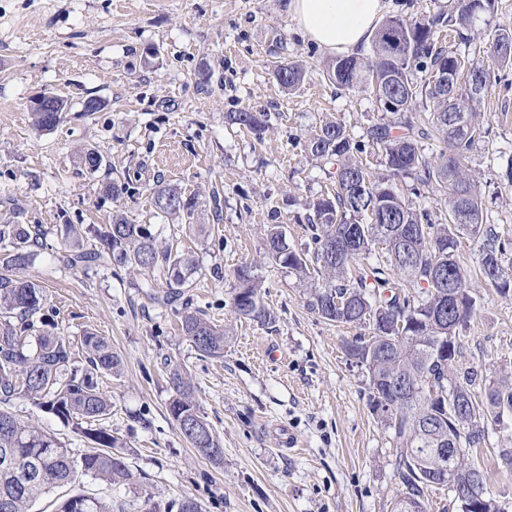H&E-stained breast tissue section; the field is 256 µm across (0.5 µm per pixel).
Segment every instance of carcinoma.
<instances>
[{"instance_id":"obj_1","label":"carcinoma","mask_w":512,"mask_h":512,"mask_svg":"<svg viewBox=\"0 0 512 512\" xmlns=\"http://www.w3.org/2000/svg\"><path fill=\"white\" fill-rule=\"evenodd\" d=\"M496 0H448V11L415 20L387 19L375 34L370 58L344 56L325 63L324 72L338 86L362 90L378 103L395 101L382 111L399 121L373 125L369 140L355 141L337 119L320 124L306 141L312 159L336 165L333 193L303 203L306 220L317 245L313 257L294 249L282 253L277 241L286 231L272 224L264 241L263 259L310 286L308 307L321 318L339 324L367 326L348 354L359 358L368 372L370 411L391 431L394 473L404 492L392 512H426L424 490L448 485L436 478L434 449L450 438L464 448L458 468L486 480L469 452L479 448L486 431L512 411V376L487 379L474 370L455 371L462 355L456 340L449 356L436 352L437 339L460 336L472 316L475 298L469 271L457 261L463 239L480 242L478 267L484 280L499 293H512V239L501 237L484 223L481 189L468 172L473 148L490 133L477 107L493 86L491 75L469 56L438 44L437 30L448 27L467 44L462 30L481 15L495 12ZM492 49L497 61L512 66V28L495 30ZM448 69L456 79L442 94L430 80L417 79L434 67ZM275 77L292 90L305 77L297 61L278 62ZM227 122L248 128L256 136L267 129L262 112H229ZM440 145L435 158L425 147ZM380 151L383 169L369 172L360 154L366 146ZM411 177L423 188L444 196L445 211L433 213L403 197L396 180ZM157 210L192 220L200 202L195 193L155 185ZM98 245L74 248L62 260L90 266L108 257L117 265L144 274L159 262L169 291L165 304L193 285L201 268L195 256L171 243L159 247L149 227L138 224L121 208L112 223L95 231ZM40 233L24 224H0V512H30L32 504L56 488L70 486L85 476L109 485H128L132 474L125 462V445L102 422L112 413V402L99 379L120 375L124 363L112 341L86 330L74 342L46 329H35L34 316L44 307L40 284L16 275L37 256ZM381 251L375 265L360 264ZM238 288L232 298L240 318L270 327L276 315L263 301L262 280L253 267L235 270ZM181 331L201 354H224V330L198 309L186 308ZM85 364L76 365L78 355ZM173 394L169 412L180 432L199 455L220 465L224 451L210 424L201 416L195 388L180 367L170 372ZM26 399L48 414L87 434L99 450L74 455L50 433L13 416L5 406ZM480 508L461 512H501L500 501L482 488ZM52 512H114L112 502L68 492L55 501ZM201 512L185 499L163 511L154 496H143L140 512Z\"/></svg>"}]
</instances>
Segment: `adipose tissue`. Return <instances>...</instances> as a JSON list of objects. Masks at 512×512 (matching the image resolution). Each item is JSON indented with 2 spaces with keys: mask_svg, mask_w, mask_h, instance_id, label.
I'll return each mask as SVG.
<instances>
[{
  "mask_svg": "<svg viewBox=\"0 0 512 512\" xmlns=\"http://www.w3.org/2000/svg\"><path fill=\"white\" fill-rule=\"evenodd\" d=\"M384 0H288L287 11L306 37L331 53H351L370 37Z\"/></svg>",
  "mask_w": 512,
  "mask_h": 512,
  "instance_id": "adipose-tissue-1",
  "label": "adipose tissue"
}]
</instances>
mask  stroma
Returning <instances> with one entry per match:
<instances>
[{
  "mask_svg": "<svg viewBox=\"0 0 512 512\" xmlns=\"http://www.w3.org/2000/svg\"><path fill=\"white\" fill-rule=\"evenodd\" d=\"M495 24L512 27V0H498ZM492 25L479 19L468 31L475 63L500 77L480 106L490 134L468 167L485 196V222L512 238V186L498 179L501 157L512 155V69L488 49ZM329 58L288 15L286 0H0V224L42 232L25 271L44 289L42 318L73 340L89 328L107 336L124 361L102 386L112 398L105 425L127 444L132 483L83 478L86 494L126 512H138L147 493L163 504L195 500L203 512H391L400 497L392 435L370 412L364 366L345 352L361 327L320 318L306 286L259 261L272 224L285 225L293 249L315 248L298 202L332 186L331 163L303 147L316 126L334 117L364 141L383 117L369 94L327 79ZM284 59L306 70L292 91L273 75ZM44 92L67 102L49 130L35 126L30 109ZM91 96L104 101L101 111H84ZM240 111L268 113L263 138L226 123ZM90 149L103 157L92 174L77 164ZM115 179L128 185L117 203L101 191ZM159 181L198 193V223L155 209ZM117 205L158 241L194 251L202 274L176 303L156 300L167 290L161 270L132 274L106 258L89 268L62 262L66 225L111 223ZM251 262L277 316L271 328L230 313L234 271ZM469 288L477 310L460 368L487 378L512 371V295L477 276ZM187 306L225 330L223 358L201 355L180 335ZM176 366L195 384L201 415L223 445L222 465L191 448L169 413ZM10 410L74 455L95 447L30 401L14 400ZM285 430L295 446H279ZM506 449L508 411L474 460L488 490L512 506Z\"/></svg>",
  "mask_w": 512,
  "mask_h": 512,
  "instance_id": "1",
  "label": "stroma"
}]
</instances>
